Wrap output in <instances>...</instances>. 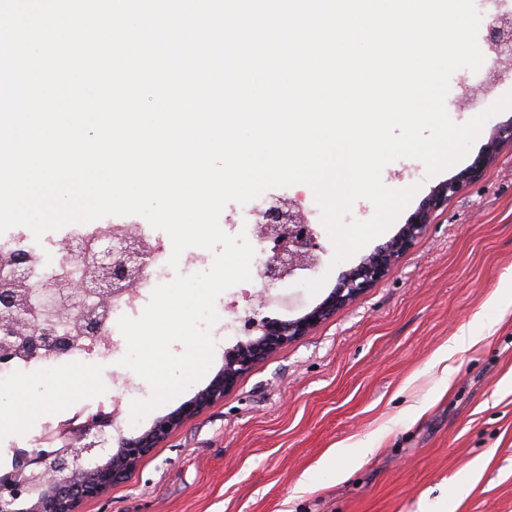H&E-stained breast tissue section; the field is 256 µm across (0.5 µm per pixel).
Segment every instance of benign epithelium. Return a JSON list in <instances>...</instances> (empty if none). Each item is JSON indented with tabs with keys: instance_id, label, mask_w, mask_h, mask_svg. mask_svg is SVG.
<instances>
[{
	"instance_id": "7a95c632",
	"label": "benign epithelium",
	"mask_w": 512,
	"mask_h": 512,
	"mask_svg": "<svg viewBox=\"0 0 512 512\" xmlns=\"http://www.w3.org/2000/svg\"><path fill=\"white\" fill-rule=\"evenodd\" d=\"M486 43L495 54L489 75L501 76L498 66L512 57V18L498 15L487 25ZM512 146V119L496 124L473 163L456 177L440 184L411 215L408 223L385 245L358 266L344 272L328 297L296 319H240L239 341L224 356V366L210 384L177 410L157 418L147 430L120 436L112 450L114 416L92 415L77 426H61L47 440H61L54 452L34 450L16 461L14 471L0 478V512H78L79 505L103 496L126 479L153 449L160 447L182 426L206 408L224 400L241 377L269 356L308 335L320 322L336 314L366 289L388 276L423 234L431 215L448 203L461 186L479 178L500 149ZM258 236L271 243L258 261L262 284L270 289L298 270H311L319 261L320 245L297 204L278 201L252 208ZM78 258L85 275L75 285L48 281L38 304L29 299L30 256L11 251L0 255V361L18 355L28 358L59 357L68 341L49 327L36 328L30 312L37 306L59 316L82 314L84 335L100 342L108 340L105 317L87 304L96 295L102 300L125 293L148 265L144 244L135 236L110 228L96 238L73 237L64 248L63 259Z\"/></svg>"
}]
</instances>
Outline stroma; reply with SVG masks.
Here are the masks:
<instances>
[{
	"instance_id": "35a3bbf8",
	"label": "stroma",
	"mask_w": 512,
	"mask_h": 512,
	"mask_svg": "<svg viewBox=\"0 0 512 512\" xmlns=\"http://www.w3.org/2000/svg\"><path fill=\"white\" fill-rule=\"evenodd\" d=\"M485 70L450 78L446 110L463 124L512 92V79L486 87ZM475 100L462 104V86ZM490 131L468 153L428 175L400 158L382 170L392 189L416 192L391 226L352 257L335 262L312 188H271L264 200L297 199L319 225L320 265L271 289L264 315L300 317L407 223L440 183L467 168ZM479 341L448 361L437 354L461 332ZM237 332L219 333L205 376L139 423L134 400L150 386L117 364L63 363L70 383L26 430L0 422V448L64 421L112 387L123 435L148 429L204 389L224 364ZM373 443L374 453H360ZM467 494H457L458 485ZM79 512H512V147L476 181L432 214L397 268L359 298L244 375L224 400L153 449L128 478Z\"/></svg>"
}]
</instances>
